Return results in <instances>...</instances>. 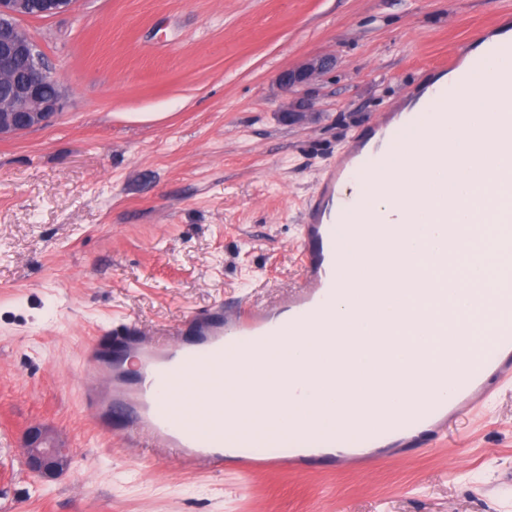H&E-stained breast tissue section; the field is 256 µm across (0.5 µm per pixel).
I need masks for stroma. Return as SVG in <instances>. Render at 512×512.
Returning a JSON list of instances; mask_svg holds the SVG:
<instances>
[{
  "label": "stroma",
  "mask_w": 512,
  "mask_h": 512,
  "mask_svg": "<svg viewBox=\"0 0 512 512\" xmlns=\"http://www.w3.org/2000/svg\"><path fill=\"white\" fill-rule=\"evenodd\" d=\"M512 0H77L23 26L65 107L0 141V512H512V381L425 452L244 475L138 458L86 412L89 337L282 303L325 168ZM304 121L278 74L316 56ZM33 427L69 450L31 474Z\"/></svg>",
  "instance_id": "35a3bbf8"
}]
</instances>
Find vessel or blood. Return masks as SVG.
<instances>
[{"label": "vessel or blood", "instance_id": "1", "mask_svg": "<svg viewBox=\"0 0 512 512\" xmlns=\"http://www.w3.org/2000/svg\"><path fill=\"white\" fill-rule=\"evenodd\" d=\"M512 58V40H491L483 57L459 65L449 59L454 71L451 90L437 93L432 111L379 114L355 139L351 147L329 167L322 192L308 210L301 226L300 252L303 279L287 301L275 308L242 306L217 308L192 318L195 335L171 337L153 345L142 339L133 324L124 323L94 337L91 350L102 341L114 346L107 373L103 376L107 395L88 391L85 408L92 414L117 413L129 438L145 437L155 448H174L180 456L198 465L221 471L225 461L238 460L240 468L254 462L253 448H286L293 459L307 466L334 465L349 460L352 448H377L396 434L414 438L419 447H430L434 436L447 430L465 410L487 402L494 382L512 379V271L502 274L497 287L484 298L486 309L495 312L494 346L480 357H460L462 374L448 376L447 358H437L422 386L424 399L403 411L384 408L358 414L356 430H339L324 415L312 413L296 423L289 434L271 427L263 436L224 428V384L238 379L242 371L288 338L310 336L321 339L336 333L337 320L331 301L350 291L352 256L346 245L350 225L365 227V240L379 239L391 247L394 239L382 228L383 215L369 206L364 195L350 193L354 182L373 181L379 193L400 180L403 164L398 148L406 134L428 138L440 162L448 160V130L458 123L460 109L484 72L488 59ZM498 103L490 113L491 129L512 130V69L500 70L494 82ZM456 111H448V101ZM431 223L444 234L458 232L452 207L429 213ZM497 246L512 252V209L495 214Z\"/></svg>", "mask_w": 512, "mask_h": 512}]
</instances>
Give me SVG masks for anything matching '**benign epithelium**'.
Here are the masks:
<instances>
[{
  "instance_id": "1",
  "label": "benign epithelium",
  "mask_w": 512,
  "mask_h": 512,
  "mask_svg": "<svg viewBox=\"0 0 512 512\" xmlns=\"http://www.w3.org/2000/svg\"><path fill=\"white\" fill-rule=\"evenodd\" d=\"M75 5L76 0H0V86L10 89L0 96V141L42 127L62 111L61 87L50 77L43 52L21 21L48 18ZM330 64L329 58H315L281 71L278 82L290 93L305 95ZM26 463L37 477L53 479L67 466L68 452L34 428L27 433Z\"/></svg>"
}]
</instances>
